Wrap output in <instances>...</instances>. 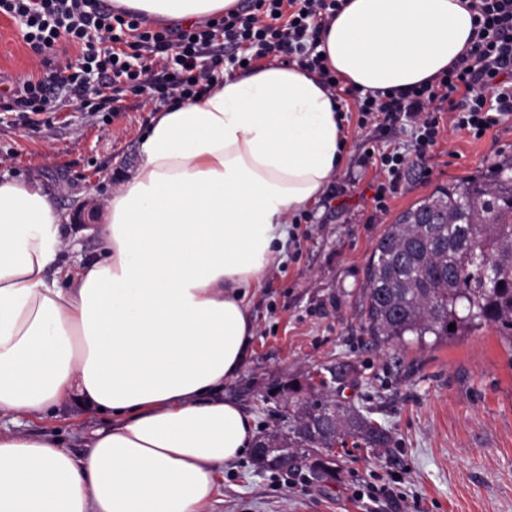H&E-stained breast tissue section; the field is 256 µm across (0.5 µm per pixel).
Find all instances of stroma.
I'll list each match as a JSON object with an SVG mask.
<instances>
[{
	"label": "stroma",
	"instance_id": "35a3bbf8",
	"mask_svg": "<svg viewBox=\"0 0 512 512\" xmlns=\"http://www.w3.org/2000/svg\"><path fill=\"white\" fill-rule=\"evenodd\" d=\"M37 56L13 19L0 15V181H38L56 205L103 199L138 163L142 134L160 110L125 92L119 112H92L58 99L49 124H26L5 111L8 89L40 75ZM346 116L342 166L315 206L293 219L285 259L251 298L257 331L244 368L224 385L253 416L258 435L288 427L286 397L310 375L337 363L350 374L329 391L371 411L394 437L388 448L336 451V473L315 478L307 462L285 472L258 471L252 457L225 465L209 512H512V345L490 326L440 345L379 343L365 330V268L389 224L439 186L486 172L512 155V113L482 138L440 134L424 165L409 166L383 211L375 209L382 154H413L410 125H359L353 99ZM63 225L65 264L94 252L99 223ZM32 437L51 434L77 456L107 417L66 402L40 418H19ZM377 499H358L366 487Z\"/></svg>",
	"mask_w": 512,
	"mask_h": 512
}]
</instances>
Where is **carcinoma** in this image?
Wrapping results in <instances>:
<instances>
[{
    "instance_id": "cac0c4a2",
    "label": "carcinoma",
    "mask_w": 512,
    "mask_h": 512,
    "mask_svg": "<svg viewBox=\"0 0 512 512\" xmlns=\"http://www.w3.org/2000/svg\"><path fill=\"white\" fill-rule=\"evenodd\" d=\"M433 223H427V219ZM366 330L378 342H441L491 325L512 346V158L437 188L401 212L376 242L365 273ZM454 330H448L449 325ZM281 437L292 456H311L345 438L388 448L391 432L323 392L288 401Z\"/></svg>"
}]
</instances>
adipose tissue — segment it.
<instances>
[{"label": "adipose tissue", "instance_id": "1", "mask_svg": "<svg viewBox=\"0 0 512 512\" xmlns=\"http://www.w3.org/2000/svg\"><path fill=\"white\" fill-rule=\"evenodd\" d=\"M114 3L203 22L238 0ZM473 32L468 0H346L319 49L349 87L390 94L435 80ZM344 124L297 64L220 75L158 112L106 199L98 258L75 268L56 263L66 213L39 183L0 181V417L75 399L112 418L82 459L0 430V512H204L217 468L257 442L224 395L251 351L249 298L339 171Z\"/></svg>", "mask_w": 512, "mask_h": 512}]
</instances>
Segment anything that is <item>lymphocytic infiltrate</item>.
<instances>
[{"mask_svg": "<svg viewBox=\"0 0 512 512\" xmlns=\"http://www.w3.org/2000/svg\"><path fill=\"white\" fill-rule=\"evenodd\" d=\"M345 0H252L250 9L188 27H151L138 13L106 0H0V14L14 18L23 38L41 59L43 76L17 83L8 111L49 112L64 98L80 107L114 112L126 90L160 100H190L205 93L218 76L203 58L217 41L234 47L229 63L254 67L268 57L295 56L299 66L323 84L340 80L318 51L320 31ZM474 14L470 50L440 76L400 95L355 96L362 119H416L417 159H424L439 134V112L452 111L453 126L483 136L512 113V0H468ZM81 49L74 63L58 71L56 42Z\"/></svg>", "mask_w": 512, "mask_h": 512, "instance_id": "1", "label": "lymphocytic infiltrate"}]
</instances>
